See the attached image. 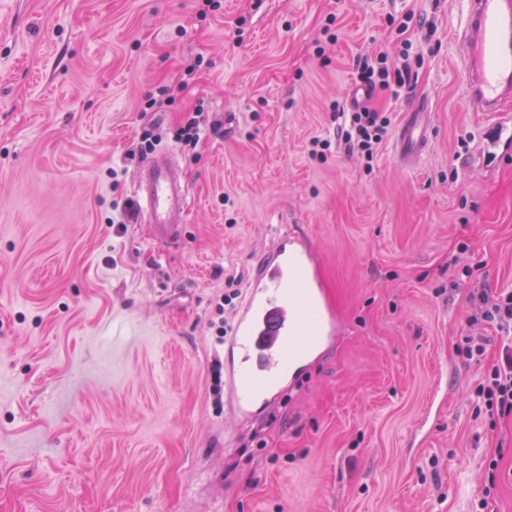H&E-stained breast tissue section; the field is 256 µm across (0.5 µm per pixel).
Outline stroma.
<instances>
[{
    "label": "stroma",
    "instance_id": "stroma-1",
    "mask_svg": "<svg viewBox=\"0 0 512 512\" xmlns=\"http://www.w3.org/2000/svg\"><path fill=\"white\" fill-rule=\"evenodd\" d=\"M465 9L0 0V512H512V416L476 394L503 338L468 299L512 290V141L463 94ZM362 52L416 74L375 100L396 125L428 102L415 164L389 138L369 164L310 153ZM198 105L219 129L189 149ZM147 134L193 199L173 245L112 224ZM279 235L314 248L341 327L247 422L216 328ZM176 129V142L184 146L196 147L201 136L206 132V117L204 110L200 106Z\"/></svg>",
    "mask_w": 512,
    "mask_h": 512
}]
</instances>
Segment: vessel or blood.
I'll list each match as a JSON object with an SVG mask.
<instances>
[{"instance_id":"obj_1","label":"vessel or blood","mask_w":512,"mask_h":512,"mask_svg":"<svg viewBox=\"0 0 512 512\" xmlns=\"http://www.w3.org/2000/svg\"><path fill=\"white\" fill-rule=\"evenodd\" d=\"M459 58L466 69L465 94L472 108L492 116L512 110V0H467ZM430 115L407 113L394 149L415 163L427 140ZM140 221L159 240L174 238L191 209L181 168L161 149L140 166L134 190ZM338 317L329 307L311 252L277 240L251 278L237 310L224 357L225 386L238 415L248 416L300 372L303 362L332 341Z\"/></svg>"}]
</instances>
